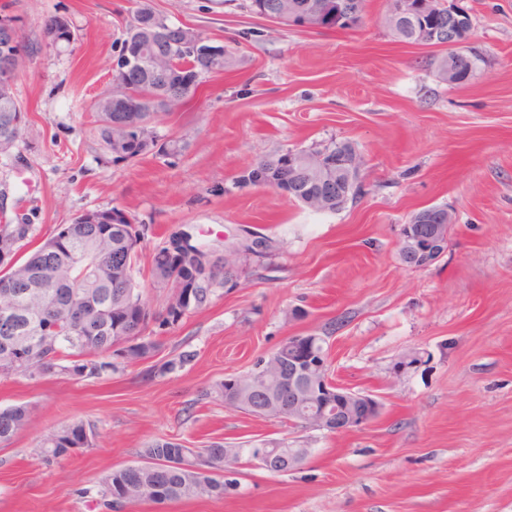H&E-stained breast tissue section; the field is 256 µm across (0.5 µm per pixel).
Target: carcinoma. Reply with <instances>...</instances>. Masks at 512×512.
<instances>
[{
    "label": "carcinoma",
    "instance_id": "1",
    "mask_svg": "<svg viewBox=\"0 0 512 512\" xmlns=\"http://www.w3.org/2000/svg\"><path fill=\"white\" fill-rule=\"evenodd\" d=\"M257 16L283 27L303 22L312 29H346L336 19V0H251ZM382 22L395 41L411 46L448 48V36L467 40L471 20L443 8L439 16L417 12L415 17L385 10ZM176 26L157 12L148 0H139L115 41L116 66L139 59L140 84L132 92L115 91L112 108L104 112L107 98L95 103L99 110L97 137L112 161L133 162L152 156L171 165L181 154L179 141L159 134L156 106L166 102L177 111L188 105L213 74L236 66L235 53L219 46L211 54L195 47L203 31L184 26L187 39L180 42ZM43 41L52 47L74 38L64 17L49 19ZM160 60L159 67L150 61ZM121 120L112 126L107 117ZM27 116L0 112V135L21 137ZM356 167L364 157L349 141L334 140L307 149H285L259 159L233 176L224 193L251 187L281 188L291 182L290 198L315 213H336L355 202L363 191H344L336 175V157ZM150 229L137 224L124 210L87 211L36 247L26 259L19 251L31 242L32 225L0 224V376L37 379L46 375L72 379H100L129 367L149 364L147 374L163 377L182 369L191 353L165 356L166 329L180 324L188 314L206 309L227 285L239 287L253 276L277 268L280 247L250 226L237 224L224 231V249L210 254L211 246L192 242L186 231L171 233L156 250L151 265V287L168 290L160 309L151 306L146 286L136 281L139 249ZM112 253L130 257L129 267H109ZM300 348L328 352L327 337H302ZM296 359L284 340L271 353L256 360L242 374L216 382L203 393L224 406L268 419L293 421L302 426L316 420L320 400L311 397L312 380L305 375L295 386L302 405H288V361ZM30 408L15 404L0 408V445L10 442L30 423ZM95 426L73 422L46 433L40 454L47 461L94 446ZM283 448H228L212 441L203 448H189L167 437L155 438L138 451L139 461L116 468L96 485L92 500L108 512L145 502L157 505L196 498L222 499L238 486L226 477L241 461H254L271 473L288 472V451ZM308 455V449L296 448Z\"/></svg>",
    "mask_w": 512,
    "mask_h": 512
}]
</instances>
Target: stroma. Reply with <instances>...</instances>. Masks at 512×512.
Here are the masks:
<instances>
[{
	"instance_id": "obj_1",
	"label": "stroma",
	"mask_w": 512,
	"mask_h": 512,
	"mask_svg": "<svg viewBox=\"0 0 512 512\" xmlns=\"http://www.w3.org/2000/svg\"><path fill=\"white\" fill-rule=\"evenodd\" d=\"M461 4L484 61L457 86L438 77L435 49L393 40L385 0H367L346 30L288 29L249 0H152L239 60L189 109L160 118L159 133L184 146L167 166L113 162L95 131L92 104L111 88L112 45L135 0H0L25 45L14 94L27 110L17 146L0 156V224L32 225L38 244L83 212L123 209L150 227L143 273L185 228L213 243L245 224L283 251L266 278L168 333L167 353L194 355L177 372L1 379L0 407L27 404L31 422L0 445V512H89L82 490L162 436L311 455L285 474L241 465L231 496L133 512H512V0ZM59 15L74 38L57 49L41 32ZM249 30L258 40L240 42ZM333 139L365 159V193L342 211L315 214L261 187L224 191L262 157ZM428 206L450 209L454 228L438 260L412 269L399 259V227ZM295 306L306 317L286 320ZM328 327L331 378L383 404L370 425L302 429L203 398L284 338ZM409 349L425 363L393 378ZM80 420L96 427L93 447L45 463L41 435Z\"/></svg>"
}]
</instances>
